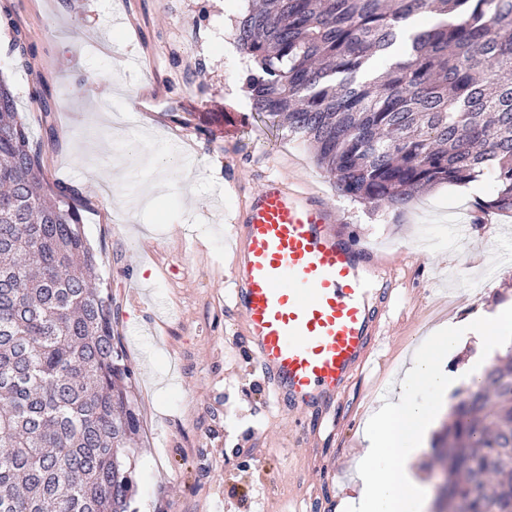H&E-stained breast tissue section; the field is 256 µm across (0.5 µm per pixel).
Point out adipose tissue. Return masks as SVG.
Wrapping results in <instances>:
<instances>
[{
    "label": "adipose tissue",
    "mask_w": 512,
    "mask_h": 512,
    "mask_svg": "<svg viewBox=\"0 0 512 512\" xmlns=\"http://www.w3.org/2000/svg\"><path fill=\"white\" fill-rule=\"evenodd\" d=\"M456 343L449 329L431 336L403 379V397L380 406L368 417L367 448L358 471L357 512H423L428 493L416 481L413 464L434 423L430 406L418 402L413 393L423 387L447 395L452 375L440 359Z\"/></svg>",
    "instance_id": "obj_1"
}]
</instances>
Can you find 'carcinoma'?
Segmentation results:
<instances>
[{
	"label": "carcinoma",
	"mask_w": 512,
	"mask_h": 512,
	"mask_svg": "<svg viewBox=\"0 0 512 512\" xmlns=\"http://www.w3.org/2000/svg\"><path fill=\"white\" fill-rule=\"evenodd\" d=\"M19 61L32 45L7 7ZM252 111L307 142L338 192L402 211L489 178L512 211V0H261L237 21ZM379 57L388 67L358 73ZM32 103L51 107L40 78ZM0 76V512H130L141 424L83 199L47 186ZM445 497L512 512V348L453 408Z\"/></svg>",
	"instance_id": "obj_1"
}]
</instances>
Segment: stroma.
<instances>
[{
    "mask_svg": "<svg viewBox=\"0 0 512 512\" xmlns=\"http://www.w3.org/2000/svg\"><path fill=\"white\" fill-rule=\"evenodd\" d=\"M11 7L36 48L32 71L9 52L0 28V73L34 140L44 138L30 99L39 73L52 106L56 142L44 148L48 183L82 192L86 238L97 273L112 293L117 333L133 371L143 446L136 460V512H353L366 420L395 395L402 373L427 336L457 325L450 369L485 361L466 331L476 311L512 307V214L489 211L474 224L475 200L442 184L400 213L370 211L340 195L307 143L273 129L252 112L244 78L250 61L235 21L252 0H0ZM130 16L133 28L113 17ZM117 45L146 64L128 68ZM163 88L152 113L131 102ZM175 158L169 187L146 206L124 208L134 181L102 190L103 172L129 165L130 152ZM271 172L324 193L345 230L394 268L390 320L368 363L321 419L296 429L271 403L245 338L224 296L230 264L226 213L237 205L229 180L257 188ZM442 413L418 457L428 490L441 481Z\"/></svg>",
    "mask_w": 512,
    "mask_h": 512,
    "instance_id": "stroma-1",
    "label": "stroma"
}]
</instances>
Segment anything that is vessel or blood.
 Here are the masks:
<instances>
[{"mask_svg":"<svg viewBox=\"0 0 512 512\" xmlns=\"http://www.w3.org/2000/svg\"><path fill=\"white\" fill-rule=\"evenodd\" d=\"M340 222L324 194L272 173L226 238L230 301L275 403L298 418L343 394L383 316L371 307L381 258Z\"/></svg>","mask_w":512,"mask_h":512,"instance_id":"vessel-or-blood-1","label":"vessel or blood"}]
</instances>
